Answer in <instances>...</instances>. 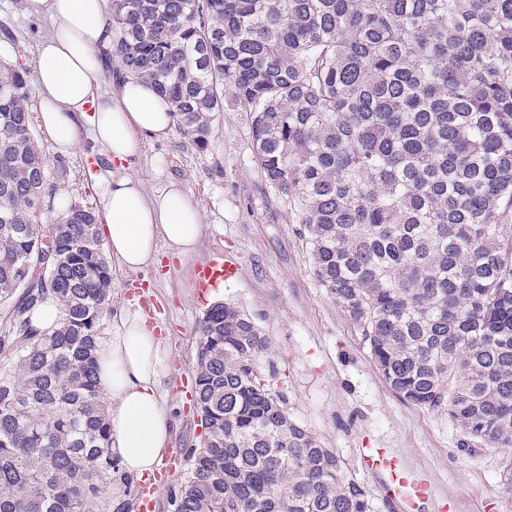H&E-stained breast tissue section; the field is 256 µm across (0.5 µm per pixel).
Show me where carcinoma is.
I'll use <instances>...</instances> for the list:
<instances>
[{"label": "carcinoma", "instance_id": "1", "mask_svg": "<svg viewBox=\"0 0 512 512\" xmlns=\"http://www.w3.org/2000/svg\"><path fill=\"white\" fill-rule=\"evenodd\" d=\"M124 72L198 148L249 114L255 161L301 213L314 275L403 400L462 448L512 447V0H112ZM30 73L0 66V512H86L127 473L96 377L112 270L97 214L53 219ZM53 298L48 330L30 311ZM205 434L174 512H372L291 418L236 307L198 328Z\"/></svg>", "mask_w": 512, "mask_h": 512}]
</instances>
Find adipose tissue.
Instances as JSON below:
<instances>
[{
    "label": "adipose tissue",
    "mask_w": 512,
    "mask_h": 512,
    "mask_svg": "<svg viewBox=\"0 0 512 512\" xmlns=\"http://www.w3.org/2000/svg\"><path fill=\"white\" fill-rule=\"evenodd\" d=\"M28 16L51 19L35 57L38 128L53 153L68 156L81 145L79 119L93 107L95 149L114 163L102 215L112 266L132 274L154 264L160 248L187 259L204 232L199 208L176 182L147 195L133 177L147 139H164L173 115L150 83L127 76L112 92L98 77L116 37L110 0H24ZM161 341L139 310L121 311L110 336L98 343V379L108 397L109 446L123 470L152 472L172 437V417L160 394Z\"/></svg>",
    "instance_id": "obj_1"
}]
</instances>
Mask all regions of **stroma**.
I'll return each mask as SVG.
<instances>
[{
    "mask_svg": "<svg viewBox=\"0 0 512 512\" xmlns=\"http://www.w3.org/2000/svg\"><path fill=\"white\" fill-rule=\"evenodd\" d=\"M23 0H0V63L33 69L49 19L28 17ZM112 166L90 146L70 156L50 155L56 194L102 211ZM147 193L184 185L206 226L196 256L179 260L160 250L155 265L114 274L112 306L100 337L111 334L123 309H143L161 339V393L174 420L172 446L199 447L203 428L192 403L176 390L178 372L195 368L198 323L215 303L236 306L270 342L261 361L284 394L289 415L325 447L336 449L368 490L373 512H404L385 493L383 473L367 469L369 449L401 456L405 467L433 491L412 512H512L503 483L511 448L460 447L447 416L399 398L372 363L358 330L322 288L309 263L304 226L293 202L269 185L254 158L250 121L232 101L215 113L206 148L179 129L151 141L135 170ZM231 254L239 278L200 297L195 270L214 252Z\"/></svg>",
    "mask_w": 512,
    "mask_h": 512,
    "instance_id": "1",
    "label": "stroma"
}]
</instances>
